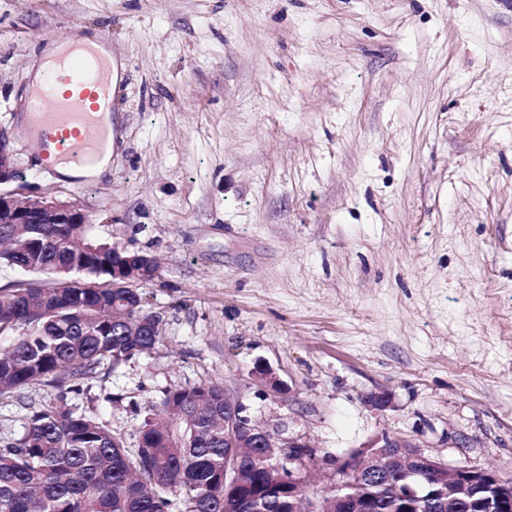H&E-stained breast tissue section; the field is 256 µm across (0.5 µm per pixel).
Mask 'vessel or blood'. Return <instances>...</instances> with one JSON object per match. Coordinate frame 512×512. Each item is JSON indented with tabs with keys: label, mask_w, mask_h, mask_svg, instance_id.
Instances as JSON below:
<instances>
[{
	"label": "vessel or blood",
	"mask_w": 512,
	"mask_h": 512,
	"mask_svg": "<svg viewBox=\"0 0 512 512\" xmlns=\"http://www.w3.org/2000/svg\"><path fill=\"white\" fill-rule=\"evenodd\" d=\"M108 73L95 54L58 61L29 94L28 138L47 167L90 166L106 150V117L112 110Z\"/></svg>",
	"instance_id": "obj_1"
}]
</instances>
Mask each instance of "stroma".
Listing matches in <instances>:
<instances>
[{"instance_id": "stroma-1", "label": "stroma", "mask_w": 512, "mask_h": 512, "mask_svg": "<svg viewBox=\"0 0 512 512\" xmlns=\"http://www.w3.org/2000/svg\"><path fill=\"white\" fill-rule=\"evenodd\" d=\"M122 64L112 170L29 149V66L78 31ZM0 131L17 192L81 206L159 261L160 339L80 410L129 433L213 381L333 462L381 434L512 480V9L499 0H0ZM268 364L285 385L254 374ZM386 392L383 411L365 398ZM0 403V438L55 402Z\"/></svg>"}]
</instances>
